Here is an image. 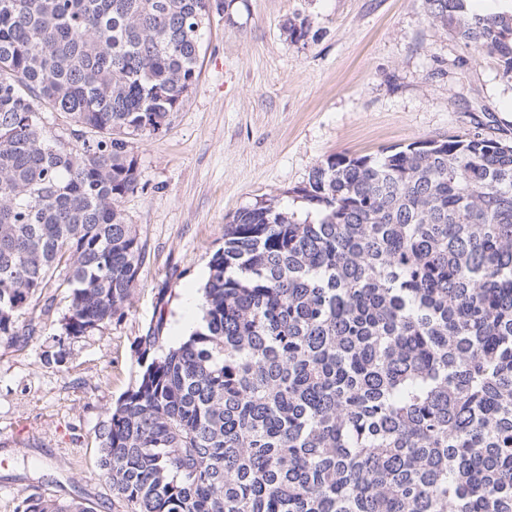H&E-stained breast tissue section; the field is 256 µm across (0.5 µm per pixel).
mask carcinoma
Masks as SVG:
<instances>
[{
  "label": "carcinoma",
  "mask_w": 512,
  "mask_h": 512,
  "mask_svg": "<svg viewBox=\"0 0 512 512\" xmlns=\"http://www.w3.org/2000/svg\"><path fill=\"white\" fill-rule=\"evenodd\" d=\"M467 2L425 16L512 81V10ZM225 8L0 0V343L36 333L60 268L54 362L124 314L145 258L131 143L168 128ZM297 193L318 221L232 216L185 342L162 310L136 338L145 370L96 434L123 512H512V144L334 155ZM17 512L88 510L32 493Z\"/></svg>",
  "instance_id": "cac0c4a2"
}]
</instances>
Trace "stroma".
<instances>
[{"mask_svg":"<svg viewBox=\"0 0 512 512\" xmlns=\"http://www.w3.org/2000/svg\"><path fill=\"white\" fill-rule=\"evenodd\" d=\"M289 19L307 20L291 42ZM198 80L167 131L134 141L139 189L121 203L145 245L123 316L57 349L70 290L27 343H0V512L37 492L118 512L96 433L141 378L134 351L158 309L168 345L201 299L224 227L266 202L316 220L298 199L313 168L452 135L512 143V82L425 16L423 0H231L213 15Z\"/></svg>","mask_w":512,"mask_h":512,"instance_id":"1","label":"stroma"}]
</instances>
